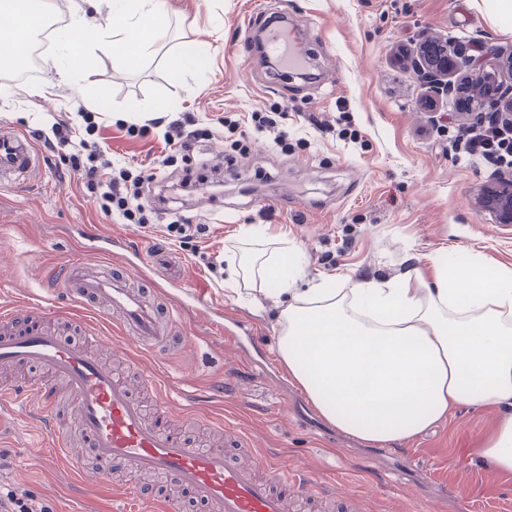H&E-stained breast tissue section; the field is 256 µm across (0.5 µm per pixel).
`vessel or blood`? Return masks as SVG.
<instances>
[{"mask_svg":"<svg viewBox=\"0 0 512 512\" xmlns=\"http://www.w3.org/2000/svg\"><path fill=\"white\" fill-rule=\"evenodd\" d=\"M288 47L278 29L266 32L265 48L270 56L286 54L291 63H298L300 54H288ZM35 168L30 139L17 129L1 126L0 177ZM141 256V250L124 236L103 237L85 227L72 258L43 280V301L33 308L40 327L22 331L17 325V309H1L0 365L39 366L49 382L21 391L1 385L0 397L16 396L30 408L31 418L48 422L54 449L49 464L71 478H83L87 463L82 455L72 453L70 438L57 422L56 403L63 395L77 409L79 430L93 452L98 474L110 473L113 465L121 464L161 476L172 486L190 489L197 499L211 505L213 512H288L286 497L273 489L282 482L284 471L266 449H252V461L230 465L222 449L186 444L172 432L170 423L175 418L192 422L196 416L188 407L178 412L172 409L168 385L154 376H144L158 405L155 416H147L125 376L47 327V320L60 316L53 299L62 293L80 313H102L112 321L118 335L113 352H123L126 338L133 340L136 351L157 357L173 349H188L192 341L179 334L174 314L186 301L200 302L201 292L192 291L185 298L166 290L152 266L134 272V261Z\"/></svg>","mask_w":512,"mask_h":512,"instance_id":"b4317fda","label":"vessel or blood"}]
</instances>
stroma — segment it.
<instances>
[{
    "label": "stroma",
    "mask_w": 512,
    "mask_h": 512,
    "mask_svg": "<svg viewBox=\"0 0 512 512\" xmlns=\"http://www.w3.org/2000/svg\"><path fill=\"white\" fill-rule=\"evenodd\" d=\"M173 13L171 43L187 46L189 63H173L159 48L128 69L101 58L89 80L61 82L53 68L59 45L40 58L38 78L0 75V122L51 138L60 115L72 125L69 145L41 148L42 181L31 192L0 189V303L37 293L48 269L76 251L83 225L137 242L146 262L167 261L168 280L201 289L204 307L180 310L191 349L163 362L143 359L174 388V404L194 407L200 422L183 427L195 447H209L213 417L242 429L250 443L271 451L314 493L335 486L357 491L364 512H512V476L473 464L486 433L502 416L497 407L462 404L449 421L394 446L369 448L321 416L289 379L237 364L233 337L212 325V309L250 321L273 350L282 298L269 291L257 305L228 290L229 249L241 227L284 233L298 251V287L347 275L356 282L398 279L430 271L441 251L477 254L512 269V231L477 210L474 198L491 165L466 155L451 133L429 128L425 90L398 58L399 45L478 37L512 50V13L500 0H166ZM296 29L311 72L281 75L264 69L253 35L273 13ZM96 106L93 123L81 113L84 96ZM287 103L288 153L255 141L249 112ZM323 128H311L308 114ZM230 114L250 143L239 152L217 117ZM181 116L212 137L189 159L162 164V116ZM106 147L115 168L143 171L146 193L203 225L197 238L168 244L154 228L105 217L72 171L80 142ZM0 482L30 494L50 512H122L147 493L160 512L164 483L122 468L117 478L85 476L73 483L49 471L46 432L22 407L0 402Z\"/></svg>",
    "instance_id": "1"
}]
</instances>
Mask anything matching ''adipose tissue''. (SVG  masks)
<instances>
[{
  "instance_id": "ef3b65f1",
  "label": "adipose tissue",
  "mask_w": 512,
  "mask_h": 512,
  "mask_svg": "<svg viewBox=\"0 0 512 512\" xmlns=\"http://www.w3.org/2000/svg\"><path fill=\"white\" fill-rule=\"evenodd\" d=\"M45 11L0 10V69H13ZM163 0H108L102 24L70 15L65 47L81 77L107 56L130 65L169 36ZM231 255L230 279L259 280L284 298L277 357L321 415L366 445L418 436L459 405L497 406L504 414L478 456L512 474V270L480 257L434 261V278L353 284L330 278L300 290L288 238L245 228Z\"/></svg>"
}]
</instances>
